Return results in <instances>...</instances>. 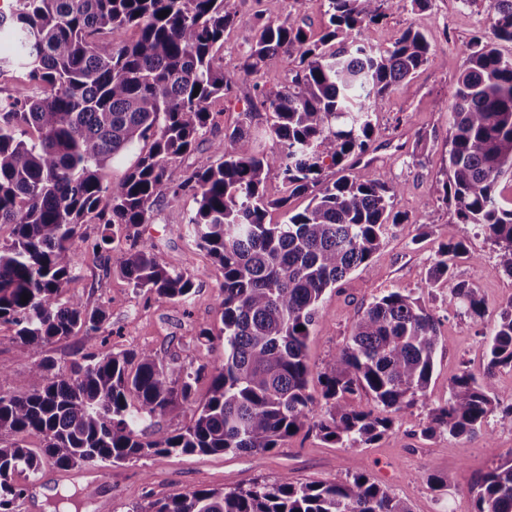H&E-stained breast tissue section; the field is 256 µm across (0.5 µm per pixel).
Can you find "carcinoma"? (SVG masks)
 Wrapping results in <instances>:
<instances>
[{
	"mask_svg": "<svg viewBox=\"0 0 512 512\" xmlns=\"http://www.w3.org/2000/svg\"><path fill=\"white\" fill-rule=\"evenodd\" d=\"M406 0H327V31L317 41L294 20L257 19L242 55L248 77L287 54L299 67L276 90L256 88L268 111L263 137L280 146L259 150L253 113L224 131L216 160L178 177L171 167L211 125L209 104L230 97L236 83L215 66L224 31L241 22L228 0H14L0 26L12 30L16 54L0 59L27 72L41 96L0 101V322L37 354L68 336L103 337L105 306L88 307L66 292L83 252L96 256L124 237L137 243L112 272L159 299L188 302L194 276L172 269L140 227L164 194H190L196 209L188 232L224 271L217 300L223 310L224 363L205 371L173 367L151 349L92 354L69 373L53 374L44 358L32 384L5 388L0 364V512H14L26 488L17 471L120 464L152 455L268 453L308 427L341 448L369 445L392 429V415L415 403L427 408L420 433L469 437L490 417L512 427L494 378L512 368V298L501 308L477 376L463 369L448 381V398L428 403L440 343L433 314L409 294L389 291L353 322L336 356L315 372L308 339L326 291L351 271L367 269L389 232L398 187L382 176H356L344 162L370 148L371 117L395 87L429 59L430 44L407 28L380 50L357 39ZM168 15L161 18V11ZM492 38L467 44L452 95L443 199L457 223L437 254L429 286L448 289V305L484 315L480 289L455 266L471 259L457 225L483 230L495 269L512 276V0H490ZM135 28L137 39L123 33ZM199 93H194V88ZM138 151L123 177L111 164ZM336 170V179L325 177ZM286 196L270 199L268 184ZM309 197L284 224H268L271 207ZM103 226L91 240L86 219ZM29 295L26 302L22 295ZM302 330H297V327ZM321 399L309 392L312 376ZM208 395L190 422L162 423ZM374 402L357 409L359 393ZM35 435L29 448L20 437ZM146 512H410L393 493L363 474L345 482L296 484L286 474L248 488L174 492ZM476 512H512V457L492 468L476 490ZM207 387L208 380L207 378H203L197 385V391L195 396L196 404H193L191 406H184L183 408H179L178 410H176L172 418H170L164 423V426L172 430L188 423L192 418L193 411L198 405V403L205 399Z\"/></svg>",
	"mask_w": 512,
	"mask_h": 512,
	"instance_id": "obj_1",
	"label": "carcinoma"
}]
</instances>
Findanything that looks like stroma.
Returning <instances> with one entry per match:
<instances>
[{
    "mask_svg": "<svg viewBox=\"0 0 512 512\" xmlns=\"http://www.w3.org/2000/svg\"><path fill=\"white\" fill-rule=\"evenodd\" d=\"M228 6L237 12L240 22L225 31L224 47L215 63L235 80V93L228 100L219 99L210 105L212 123L208 132L191 153L175 163L179 174L212 162V142L223 139L225 129L237 124L241 112L256 111L252 126L263 127L265 118L260 114L255 86L278 89L287 84L298 66L295 57L282 54L258 73L243 76L239 65L255 17L295 19L314 40L321 36L327 21L326 0H228ZM410 26L428 38L430 59L411 80L397 86L382 110L373 115L371 148L356 160L353 169L358 176L383 173L399 185L393 211L402 223L373 255L368 269L352 272L325 294L310 337L308 357L316 369L334 357L349 336L357 314L387 291L413 295L434 314L442 338L428 390L430 402L437 404L447 399L448 381L461 369L482 372L485 344L502 304L512 298V277L496 271L495 253L484 234L474 225L463 224L459 231L472 258L459 262L456 273L479 288L485 305L483 317L464 314L459 307L449 305L446 289L428 285L429 270L439 248L448 240L449 224L456 220L453 206L441 192L452 122L449 105L464 68V47L473 36L490 33L488 0H474L468 7L460 0L410 5L364 29L361 37L386 49ZM194 207L189 196L160 197L146 231L174 269L194 275V294L188 303L162 300L135 290L119 275L104 273L100 260L92 254H84L66 291L88 306L106 305L107 342L92 345L83 337L71 336L46 346L36 356L16 342L11 325L0 323V364L10 368L12 385L29 384L30 368L40 356L66 369L88 353L147 348L179 365L210 368L222 364L224 341L218 336L222 320L217 295L224 276L219 264L199 249L186 231ZM203 327L214 333L213 342H198ZM426 417V408L415 404L409 419L395 418L391 431L359 448L336 447L304 428L280 448L265 454H171L101 466L93 477L95 492L85 500L81 512H96L97 501L103 496L111 497L113 512H131L176 490L246 487L256 481H274L284 473L297 483L342 481L350 474L361 473L386 486L407 503L411 512H474L475 488L483 474L512 454V429L492 419L470 438H426L418 429ZM432 474L445 480L444 489L430 484L428 477ZM15 480L27 488L15 512H52L61 497L86 487L82 481H55L45 471L35 482L23 473Z\"/></svg>",
    "mask_w": 512,
    "mask_h": 512,
    "instance_id": "stroma-1",
    "label": "stroma"
}]
</instances>
